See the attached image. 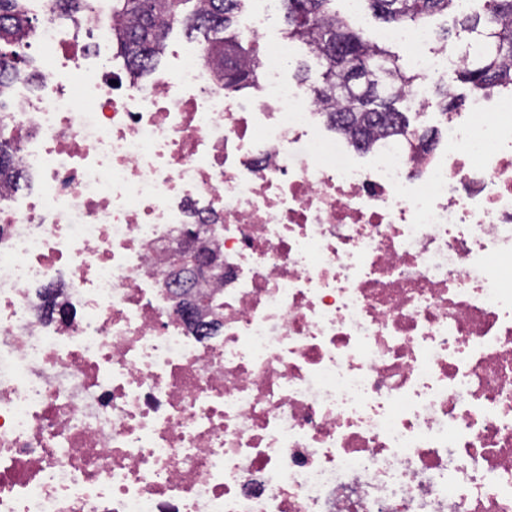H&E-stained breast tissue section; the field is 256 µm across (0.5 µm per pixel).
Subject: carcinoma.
<instances>
[{
	"mask_svg": "<svg viewBox=\"0 0 512 512\" xmlns=\"http://www.w3.org/2000/svg\"><path fill=\"white\" fill-rule=\"evenodd\" d=\"M241 0H112L120 18L115 32L118 54L133 77L143 76L159 61L169 31L176 25L200 33L207 41L223 44L216 66L230 88L249 76L241 63L254 48L232 31ZM387 24H434L439 15H455V33L437 32L442 44L453 35L473 36L477 52L456 70V79L477 93L512 89V0H482V9L471 13L457 0H365ZM288 38L312 46L319 69L298 71L297 81L306 84L314 97L334 104L329 122L357 145H369L384 136L428 151L431 138L410 125L398 104L420 79L406 71L388 48L364 38L350 17L336 10V0H288L285 15ZM33 30L26 0H0V56L12 66L0 70V96L19 76V49ZM439 106L446 114L462 104L447 85L435 86Z\"/></svg>",
	"mask_w": 512,
	"mask_h": 512,
	"instance_id": "cac0c4a2",
	"label": "carcinoma"
}]
</instances>
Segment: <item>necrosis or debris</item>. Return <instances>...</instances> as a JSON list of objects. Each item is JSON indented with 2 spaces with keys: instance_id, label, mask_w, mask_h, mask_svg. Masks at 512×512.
I'll use <instances>...</instances> for the list:
<instances>
[{
  "instance_id": "4bbe7bcc",
  "label": "necrosis or debris",
  "mask_w": 512,
  "mask_h": 512,
  "mask_svg": "<svg viewBox=\"0 0 512 512\" xmlns=\"http://www.w3.org/2000/svg\"><path fill=\"white\" fill-rule=\"evenodd\" d=\"M110 2L39 0L0 104V512H512V93L357 147L263 16L228 89L208 43L116 68ZM200 223L191 320L164 278Z\"/></svg>"
}]
</instances>
